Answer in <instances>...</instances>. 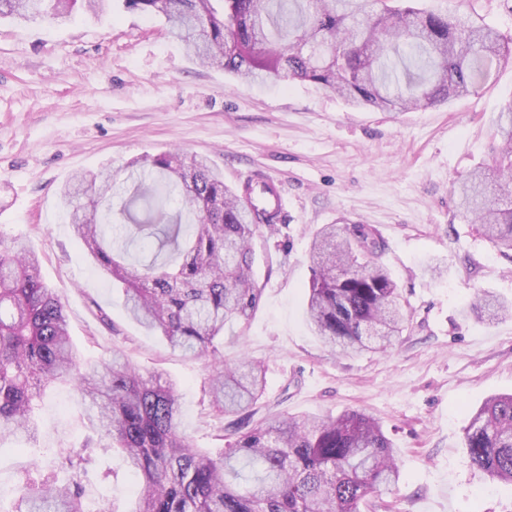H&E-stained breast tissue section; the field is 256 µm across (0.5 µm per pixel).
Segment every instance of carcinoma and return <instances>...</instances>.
Returning <instances> with one entry per match:
<instances>
[{"label": "carcinoma", "instance_id": "obj_1", "mask_svg": "<svg viewBox=\"0 0 512 512\" xmlns=\"http://www.w3.org/2000/svg\"><path fill=\"white\" fill-rule=\"evenodd\" d=\"M165 20L170 34L203 65L251 82L309 81L354 107L387 112L429 108L475 95L512 65V38L470 18L394 5L396 0H122ZM82 10L112 11V0H0V19L63 20ZM489 163L457 181L463 217L500 252L512 253V108L500 113ZM133 191L112 211V171H86L61 190L74 236L95 268L122 287L129 315L168 344L210 364L213 409L236 420L217 457L179 428L176 385L144 375L117 353L81 363L64 306L41 279L34 250L0 235V441L37 442L34 408L56 384L91 400L98 432L35 469L9 512H89L83 483L93 455L119 449L139 477L129 512H360L400 478L397 451L374 418L273 417L253 422L263 395L261 363L231 365L217 340L245 322L262 288L253 271V237L278 216L249 203L251 186L224 184L203 158L161 153L132 160ZM181 206L168 209L154 177ZM156 238L166 261L135 265L103 225ZM369 224H326L310 246L308 322L322 343L346 354L380 350L406 329L402 298ZM470 310L496 320L512 313L489 291ZM470 466L512 484V393L493 396L464 434Z\"/></svg>", "mask_w": 512, "mask_h": 512}]
</instances>
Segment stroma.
<instances>
[{
	"mask_svg": "<svg viewBox=\"0 0 512 512\" xmlns=\"http://www.w3.org/2000/svg\"><path fill=\"white\" fill-rule=\"evenodd\" d=\"M476 18L512 37V0H419ZM512 105V66L478 95L400 115L352 109L332 90L293 81L262 86L193 62L162 21L123 8L99 18L0 21V234L26 240L64 305L85 362L124 351L146 374L175 383L180 429L196 447L224 448L210 406L205 362L171 349L126 312L120 289L94 268L67 222L59 192L75 174L176 151L208 159L225 183L271 178L286 201L280 221L253 239L262 299L252 318L224 331V359L266 368L259 418L373 416L398 451L400 479L383 498L392 512H512V484L470 467V414L512 393V317H477L488 290L512 301V258L455 207L457 179L487 161L499 112ZM326 224H369L380 260L406 306L408 328L386 352L344 356L306 322L309 245ZM437 261L441 274L424 271ZM71 388L47 392L35 411L36 447L0 442V485L89 433ZM111 484L86 486L93 506L126 512L136 478L119 453L99 455Z\"/></svg>",
	"mask_w": 512,
	"mask_h": 512,
	"instance_id": "stroma-1",
	"label": "stroma"
}]
</instances>
